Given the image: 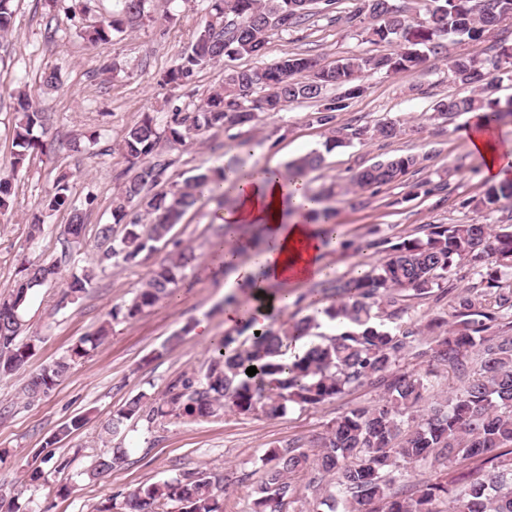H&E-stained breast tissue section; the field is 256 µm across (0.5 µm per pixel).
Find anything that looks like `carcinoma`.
Instances as JSON below:
<instances>
[{"label": "carcinoma", "instance_id": "1", "mask_svg": "<svg viewBox=\"0 0 512 512\" xmlns=\"http://www.w3.org/2000/svg\"><path fill=\"white\" fill-rule=\"evenodd\" d=\"M118 9L99 23L86 27L81 37L90 44L106 43L149 19L147 0H116ZM424 14L414 20L392 0H360V6L344 17L351 26H363L374 40L397 43L398 49L380 55L349 56L334 64L291 55L264 65L224 72L223 83L193 112H174L164 125L145 113L122 136L120 147L133 165L113 200L112 223L101 224L97 234L95 268L140 262L143 254L157 250L187 211L205 196L221 208L234 202L235 183L248 175L246 169L224 165L200 169L183 185L169 192L157 187L170 181L171 160L163 147L185 145L211 128L256 126L262 112H280L281 102L319 99L330 87L345 88V97L364 92L365 74H391L419 68L429 56L447 53L446 40L453 35L478 40L512 20V0H424ZM336 0H209V20L195 41L162 76L164 86H182L195 71L224 57H261L271 36L303 25L312 16L335 9ZM512 66V45L500 48L490 62L459 56L451 59V79L470 89L464 96L441 100L435 116L444 121L461 114L484 113L490 123L512 120V100L495 97L497 83L491 71ZM331 103L317 113L316 122L328 127L327 146L342 147L368 139L391 140L399 136V123L386 120L373 127L337 129L332 126ZM47 114L20 97L13 127L11 172L0 175V216L18 205L14 188L17 174L29 156L42 146L48 132ZM418 155L376 161L354 172L343 183H332L309 194L320 205L310 212L313 221L329 223L326 202L400 181L422 164ZM325 162L323 153L311 151L290 162L283 177L292 183L303 179ZM227 188H222L223 184ZM503 199H512V182L490 185L475 201L474 210L491 212ZM47 211H70L62 255L84 238V214L75 206L71 187L62 176L44 203ZM123 226L121 237L114 226ZM195 255L184 250L155 262L128 307L115 308L113 320L130 319L171 297ZM462 264L475 269L481 288L494 294L495 308L486 309L479 295L467 290L457 296L453 318L445 335L438 337L433 357L452 368L461 380L453 397L435 402L426 414L417 408L428 390L433 372L407 373L396 365L413 343L421 340L420 326L397 330L389 324L407 312L411 296L448 292V273ZM512 268V228L483 224H432L426 238H401L389 243L384 260L358 276L336 277L320 283L327 305L294 322L261 329L244 336L251 322L224 338L201 375H182L168 385L156 404L135 396L104 428L116 434L129 421L154 424L167 417L208 418L231 409L242 415L279 417L294 406H317L367 383L384 385L385 395L375 404L360 406L336 417L311 455L290 443L274 446L262 458L264 474L256 488L253 512H280L296 493L294 477L311 474V483L336 476V492L329 494L330 512H440L436 502L448 493V485L425 481L406 495L391 491L419 461L443 466L455 461L482 459L489 473L475 477L464 473L458 481L465 488L448 501V512H512V334H490L512 318V288L500 286L502 270ZM21 277L8 294L0 295V376L26 371L40 339L18 341L30 291L56 279L58 263L46 260L21 262ZM94 268L71 276L67 295L78 299L90 287ZM337 322V333L321 336L307 351L288 360V349L298 339L319 328L318 315ZM108 334L107 326L79 340L70 353L27 376L23 392L30 399L48 394L69 372L76 360L88 355ZM254 366L257 373L246 374ZM74 418L63 423L51 442L68 438L83 425ZM126 452L112 449L86 472L95 478L122 467ZM223 479L207 472H184L176 477L138 487L123 495L120 512H159L166 501L181 504V512H224L219 491Z\"/></svg>", "mask_w": 512, "mask_h": 512}]
</instances>
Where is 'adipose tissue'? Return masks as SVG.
<instances>
[{
    "instance_id": "1",
    "label": "adipose tissue",
    "mask_w": 512,
    "mask_h": 512,
    "mask_svg": "<svg viewBox=\"0 0 512 512\" xmlns=\"http://www.w3.org/2000/svg\"><path fill=\"white\" fill-rule=\"evenodd\" d=\"M463 135L482 164L484 178L493 184L512 182V142L500 137L497 126L476 119ZM305 191V181L286 185L261 174L237 183L233 191L236 207L221 213L218 221L260 225L266 244L246 265L225 253L219 258L220 263L233 268L225 284L226 290L248 288L255 298L254 304L227 308L226 326L233 327L247 319L254 327L266 326L270 315L287 304V297L264 290L265 281L299 283L325 275L321 259L325 244L306 215L311 204Z\"/></svg>"
}]
</instances>
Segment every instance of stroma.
Here are the masks:
<instances>
[{"instance_id": "stroma-1", "label": "stroma", "mask_w": 512, "mask_h": 512, "mask_svg": "<svg viewBox=\"0 0 512 512\" xmlns=\"http://www.w3.org/2000/svg\"><path fill=\"white\" fill-rule=\"evenodd\" d=\"M114 0H14V25L0 37V173L11 168L13 126L18 92L49 117V132L42 150L35 152L17 176L19 203L0 217V293L19 280L22 259H60L56 281L35 288L23 316L21 339L40 337L41 343L26 373L64 357L81 338L109 324L105 341L72 364L67 375L46 396L28 400L22 393L26 373L0 377V488L10 490L19 512H101L114 496L176 476L184 471H208L223 476L224 512H252L254 490L260 482L261 458L273 443L297 440L313 446L330 422L352 408L374 404L382 386L368 384L315 407H293L285 416L241 415L225 410L209 418H170L149 426L127 423L119 435L101 428L134 396L147 402L163 397L169 383L184 374L201 372L211 354V342L195 331L207 320L213 339L224 326L223 268L212 264L218 240L210 224L215 205L203 200L188 212L169 240L150 256L131 266L99 270L87 292L75 302L62 298L72 274L92 267L97 228L112 221V199L120 189V174L130 163L118 143L125 128L142 113L165 120L174 112H191L218 87L228 69L261 67L289 53H303L331 64L352 56L391 52V44L376 42L361 28L344 23L357 0H337L336 9L315 15L298 29L273 35L264 56L249 60L227 58L195 74L185 85H160L163 73L194 40L206 15L207 0H149L151 22L113 38L90 44L81 29L106 16ZM512 43V20L502 23L485 39L472 41L452 36L447 57L429 58L420 68L389 75L364 77L365 92L345 100L335 112L334 125L374 126L384 120L400 122L399 137L370 140L327 153L319 170L307 176L309 188L347 177L375 161L400 155L426 157L424 168L411 169L396 184L340 198L334 205L337 241L323 253L329 276H354L379 264L385 251L379 242L422 238L431 224H460L480 219L486 224H512V199L496 211L476 214L470 200L488 187L482 165L462 137L469 115L444 124L434 120L433 108L441 99L461 95L462 87L448 75V56L477 60L492 58L494 44ZM57 70L60 85L43 89L40 77ZM318 103L298 100L282 112L263 114L258 129L213 128L192 144L166 150L172 159L171 181L182 182L197 168L243 157L247 166L286 163L306 152L322 149L328 130L314 119ZM99 131L97 143L85 132ZM250 139V153L239 143ZM68 176L77 205L84 208L85 240L69 258H62L59 240L70 219L68 211L43 214V202L59 176ZM94 195L86 205V195ZM42 215L41 235L29 240V226ZM188 249L196 256L179 282L174 296L132 319L109 321L112 309L126 307L142 287L154 261ZM478 277L470 267L455 268L447 298L408 299L403 325H422L434 318H449L454 295L463 293ZM180 340L167 345L173 333ZM401 371H433L426 403L459 386L457 375L436 365L430 356L412 348L399 362ZM85 424L68 438L53 442L58 427L76 417ZM125 448L122 469L87 477V470ZM67 461L66 469L45 464L47 455ZM42 468L41 484H30L27 474ZM68 486L58 495L59 486Z\"/></svg>"}]
</instances>
